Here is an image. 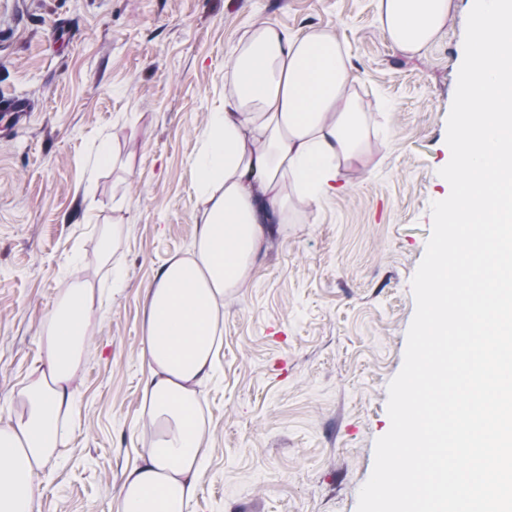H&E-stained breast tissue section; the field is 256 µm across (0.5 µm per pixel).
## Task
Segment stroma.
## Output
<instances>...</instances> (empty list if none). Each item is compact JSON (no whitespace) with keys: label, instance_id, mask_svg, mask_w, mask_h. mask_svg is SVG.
Segmentation results:
<instances>
[{"label":"stroma","instance_id":"stroma-1","mask_svg":"<svg viewBox=\"0 0 512 512\" xmlns=\"http://www.w3.org/2000/svg\"><path fill=\"white\" fill-rule=\"evenodd\" d=\"M377 0H0V98L32 108L0 140V411L42 356L69 283L104 305L88 331L75 423L39 476L34 512H114L153 430L145 308L189 257L205 203L193 167L226 61L266 20L334 32L368 121L360 154L316 203L270 227L224 298L204 387L208 457L192 512H357L388 386L415 313L411 282L450 193L446 121L469 0L427 49L378 28Z\"/></svg>","mask_w":512,"mask_h":512}]
</instances>
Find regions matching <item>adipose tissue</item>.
<instances>
[{"instance_id": "obj_1", "label": "adipose tissue", "mask_w": 512, "mask_h": 512, "mask_svg": "<svg viewBox=\"0 0 512 512\" xmlns=\"http://www.w3.org/2000/svg\"><path fill=\"white\" fill-rule=\"evenodd\" d=\"M450 7L451 0H378L377 23L397 48L418 53ZM225 67L233 94L211 114L194 166L195 190L207 200L195 251L169 262L147 300L144 396L157 432L126 473L116 512H189L209 455L200 400L218 343V305L247 281L269 233L258 202L282 212L293 196L317 202L364 141L365 114L343 96L353 82L349 58L331 32L268 22ZM95 312L91 288L75 282L46 318L39 375L0 424V512H33L36 477L75 417L72 383Z\"/></svg>"}]
</instances>
